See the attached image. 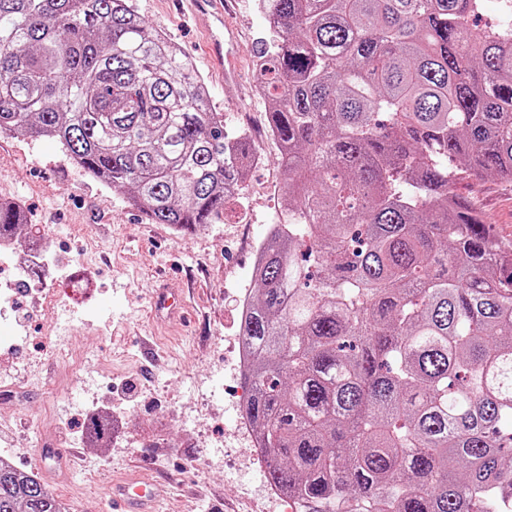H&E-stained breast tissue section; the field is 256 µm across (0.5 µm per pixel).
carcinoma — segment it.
<instances>
[{
  "label": "carcinoma",
  "instance_id": "carcinoma-1",
  "mask_svg": "<svg viewBox=\"0 0 512 512\" xmlns=\"http://www.w3.org/2000/svg\"><path fill=\"white\" fill-rule=\"evenodd\" d=\"M288 220L240 323L245 415L298 512H512V239L454 184L512 180V23L481 0H257ZM0 132L55 140L191 232L254 156L131 0H0ZM27 222L0 202V241ZM98 444L112 424L90 418ZM0 512H65L0 462Z\"/></svg>",
  "mask_w": 512,
  "mask_h": 512
}]
</instances>
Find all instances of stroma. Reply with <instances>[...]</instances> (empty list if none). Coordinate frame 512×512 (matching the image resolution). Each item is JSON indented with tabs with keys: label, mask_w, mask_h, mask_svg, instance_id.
I'll return each instance as SVG.
<instances>
[{
	"label": "stroma",
	"mask_w": 512,
	"mask_h": 512,
	"mask_svg": "<svg viewBox=\"0 0 512 512\" xmlns=\"http://www.w3.org/2000/svg\"><path fill=\"white\" fill-rule=\"evenodd\" d=\"M205 81L226 129L245 112H260L253 67L267 23L256 0H232L226 21L238 31L239 82L227 83L205 54L212 19L186 0H132ZM268 161L251 168L245 197L230 200L213 224L182 233L153 224L126 195L88 177L60 146L0 134V199L20 204L29 223L45 227L50 265L85 271L89 289L56 280L40 303L19 298L13 318L24 341L0 350V384L25 390L0 403V450L35 471L70 512H113L107 486L128 479L160 484L156 512H292L287 497L267 493L266 468L236 422L233 402L247 390L235 366L239 336L236 297L254 286L252 242L264 238L284 181ZM497 235L512 238V182L494 175L459 181ZM178 286L197 283L183 324H161L150 296L159 273ZM79 356L62 362L60 350ZM97 404L122 425L107 448L82 443L79 404Z\"/></svg>",
	"instance_id": "stroma-1"
}]
</instances>
